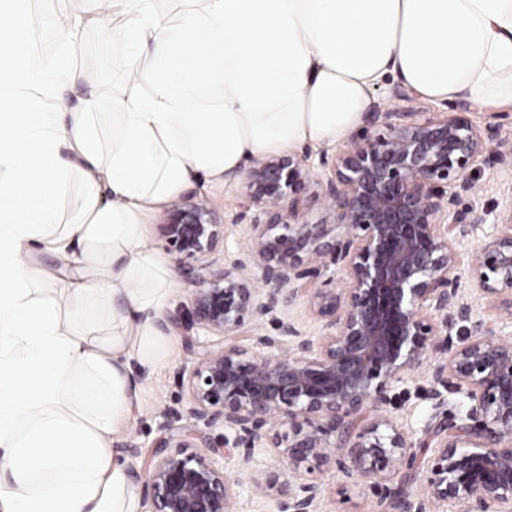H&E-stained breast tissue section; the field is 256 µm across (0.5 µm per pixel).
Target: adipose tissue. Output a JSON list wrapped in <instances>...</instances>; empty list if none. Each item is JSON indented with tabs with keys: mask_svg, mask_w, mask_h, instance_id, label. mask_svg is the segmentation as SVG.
<instances>
[{
	"mask_svg": "<svg viewBox=\"0 0 512 512\" xmlns=\"http://www.w3.org/2000/svg\"><path fill=\"white\" fill-rule=\"evenodd\" d=\"M29 2L0 0V512H139L115 443L136 369L166 358L176 286L146 216L191 174L227 183L251 157L344 140L388 77L512 107V0H181L172 18L83 0L53 18L62 51L40 62ZM89 12L121 21L129 51L123 81L72 111L61 89L95 81L74 64ZM38 248L65 277L35 266Z\"/></svg>",
	"mask_w": 512,
	"mask_h": 512,
	"instance_id": "obj_1",
	"label": "adipose tissue"
}]
</instances>
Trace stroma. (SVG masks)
I'll return each instance as SVG.
<instances>
[{"mask_svg": "<svg viewBox=\"0 0 512 512\" xmlns=\"http://www.w3.org/2000/svg\"><path fill=\"white\" fill-rule=\"evenodd\" d=\"M80 0H34L32 8L43 22L35 27L32 47L36 57L53 55L58 46L56 32L45 23L46 17L70 14L80 9ZM83 50L75 59L77 67L96 75L101 84L121 79L119 68L111 67L110 60L120 57L125 49L118 26L99 28L88 23L83 31ZM405 88L394 79H386L373 93L372 111L375 112H460L483 136L493 142L512 149V109L490 110L468 101L437 103L412 94L404 98ZM243 180L221 184L208 182L205 177L192 179L184 188L185 193L206 201L219 215L232 217L239 209ZM466 203L491 211L493 218H502L512 210V163L490 162L483 166L476 189L466 196ZM170 352L154 371L139 373L141 383L140 408L129 431L124 432L118 443L121 451L127 452L131 470H140L143 458L131 454V446L148 447L159 438L158 423L161 412L168 406H179L187 401L181 386V372L191 360L185 341L179 333H172ZM431 361H424L416 371L415 378L405 389L392 393L391 412L401 424L416 431L442 417L443 412L435 408L429 397L431 389ZM225 471L241 476L242 482L236 490L235 512H274V502L252 486L250 475L278 471L281 463L277 456L266 449H255L249 459L233 456L223 459ZM323 486L319 512H377L379 492L345 482L341 472L335 468L324 469L318 476Z\"/></svg>", "mask_w": 512, "mask_h": 512, "instance_id": "stroma-1", "label": "stroma"}]
</instances>
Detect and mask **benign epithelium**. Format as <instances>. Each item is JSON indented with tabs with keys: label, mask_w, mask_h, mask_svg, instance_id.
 <instances>
[{
	"label": "benign epithelium",
	"mask_w": 512,
	"mask_h": 512,
	"mask_svg": "<svg viewBox=\"0 0 512 512\" xmlns=\"http://www.w3.org/2000/svg\"><path fill=\"white\" fill-rule=\"evenodd\" d=\"M374 131L330 157L265 160L245 176L236 225L246 248L212 269L227 225L185 196L164 240L200 283L187 313L167 323L193 358L182 370L187 405L163 410L143 481L152 512H235L236 487L215 458L238 448H284L288 473L254 487L276 512H318L315 473L333 464L359 485L383 489L382 512H512V216L493 223L467 254L459 245L488 213L460 203L489 158L506 153L457 112H373ZM312 183L332 202L310 223L298 197ZM494 315L476 317L460 283ZM307 301L320 327L290 317L273 334L255 321ZM464 334L455 344L453 333ZM219 337L222 345L208 343ZM439 354L430 399L459 396L457 411L429 423L431 448L385 410L390 392ZM284 426L287 431L272 435ZM287 446H282V442ZM407 467L421 495L387 482Z\"/></svg>",
	"instance_id": "1"
}]
</instances>
